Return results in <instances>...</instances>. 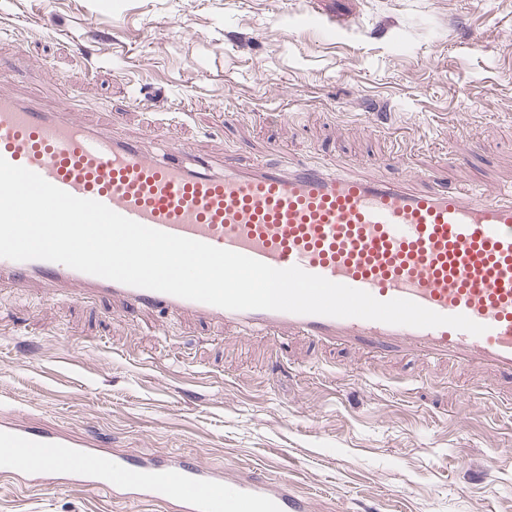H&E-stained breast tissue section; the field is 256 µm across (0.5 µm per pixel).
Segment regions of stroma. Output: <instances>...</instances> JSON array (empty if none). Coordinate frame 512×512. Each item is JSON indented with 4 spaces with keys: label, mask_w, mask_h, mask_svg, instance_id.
Instances as JSON below:
<instances>
[{
    "label": "stroma",
    "mask_w": 512,
    "mask_h": 512,
    "mask_svg": "<svg viewBox=\"0 0 512 512\" xmlns=\"http://www.w3.org/2000/svg\"><path fill=\"white\" fill-rule=\"evenodd\" d=\"M1 27L15 92L149 149L512 182V0H0ZM511 395L411 354L0 288V421L284 478L313 512H512ZM0 512L169 510L0 473Z\"/></svg>",
    "instance_id": "stroma-1"
}]
</instances>
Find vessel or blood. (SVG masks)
<instances>
[{"label":"vessel or blood","mask_w":512,"mask_h":512,"mask_svg":"<svg viewBox=\"0 0 512 512\" xmlns=\"http://www.w3.org/2000/svg\"><path fill=\"white\" fill-rule=\"evenodd\" d=\"M0 157L73 196L150 228L292 266L367 291L412 300L486 327L414 328L359 318L232 311L87 274L64 264L0 258V283L52 284L111 297L122 312L159 311L277 336H302L373 354L415 353L486 376L512 378V188L419 190L379 172L313 166L250 168L210 162L172 144L148 154L86 122L70 103L48 109L16 95L0 71ZM0 467L40 481L61 468L77 485L183 512H312L287 482L218 472L189 458L107 455L22 420L0 423Z\"/></svg>","instance_id":"b4317fda"}]
</instances>
